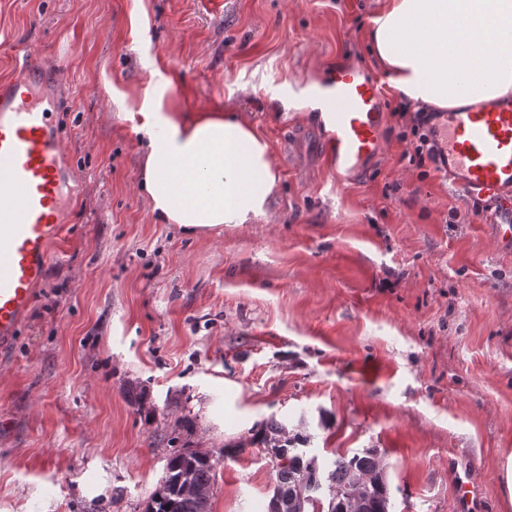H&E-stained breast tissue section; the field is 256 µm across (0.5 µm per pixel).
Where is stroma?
I'll list each match as a JSON object with an SVG mask.
<instances>
[{
    "label": "stroma",
    "mask_w": 512,
    "mask_h": 512,
    "mask_svg": "<svg viewBox=\"0 0 512 512\" xmlns=\"http://www.w3.org/2000/svg\"><path fill=\"white\" fill-rule=\"evenodd\" d=\"M383 0H0V79L61 74L76 188L61 248L0 349V512H146L176 450L214 459L211 512H268L270 421L330 470L377 450L389 512H512V247L490 206L411 164L370 45ZM383 87L381 150L337 187L289 83ZM269 144L270 218L188 234L139 185L156 96ZM456 471H449V461ZM481 484L467 505L456 479Z\"/></svg>",
    "instance_id": "1"
}]
</instances>
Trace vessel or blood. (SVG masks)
Segmentation results:
<instances>
[{
	"mask_svg": "<svg viewBox=\"0 0 512 512\" xmlns=\"http://www.w3.org/2000/svg\"><path fill=\"white\" fill-rule=\"evenodd\" d=\"M0 82V347L17 336L64 233L72 188L57 83L25 60ZM323 160L344 185L380 149L383 91L349 67L312 92ZM438 166L470 202L495 201L512 224V97L442 113L431 124Z\"/></svg>",
	"mask_w": 512,
	"mask_h": 512,
	"instance_id": "obj_1",
	"label": "vessel or blood"
}]
</instances>
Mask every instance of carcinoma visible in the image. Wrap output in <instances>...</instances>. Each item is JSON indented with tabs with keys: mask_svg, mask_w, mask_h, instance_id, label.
<instances>
[{
	"mask_svg": "<svg viewBox=\"0 0 512 512\" xmlns=\"http://www.w3.org/2000/svg\"><path fill=\"white\" fill-rule=\"evenodd\" d=\"M282 424L270 422L260 443L276 460L275 488L272 498L279 512H309L320 499L310 495L307 477L318 469L317 459L294 451L300 437H284ZM191 469L194 480L214 489V463L206 453L176 452L166 463L160 489L154 493L148 512H211V498L204 500L176 490L183 469ZM327 512H388L389 489L383 477L376 450L351 456L340 455L327 476Z\"/></svg>",
	"mask_w": 512,
	"mask_h": 512,
	"instance_id": "cac0c4a2",
	"label": "carcinoma"
}]
</instances>
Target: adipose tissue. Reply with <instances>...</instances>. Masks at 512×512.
Wrapping results in <instances>:
<instances>
[{
    "mask_svg": "<svg viewBox=\"0 0 512 512\" xmlns=\"http://www.w3.org/2000/svg\"><path fill=\"white\" fill-rule=\"evenodd\" d=\"M372 23L374 53L411 102L453 110L512 94V0H384ZM141 130L159 221L196 234L267 217L279 176L251 124L219 112L187 118L159 97Z\"/></svg>",
    "mask_w": 512,
    "mask_h": 512,
    "instance_id": "obj_1",
    "label": "adipose tissue"
}]
</instances>
